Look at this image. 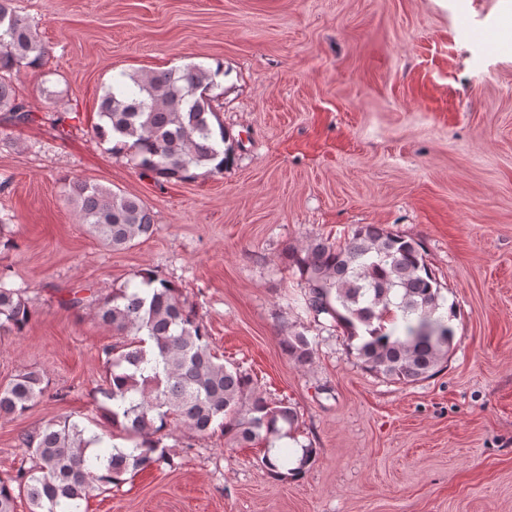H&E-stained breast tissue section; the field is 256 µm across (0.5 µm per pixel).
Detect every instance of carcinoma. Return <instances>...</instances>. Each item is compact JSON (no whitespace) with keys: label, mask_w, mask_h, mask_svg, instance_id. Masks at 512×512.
I'll list each match as a JSON object with an SVG mask.
<instances>
[{"label":"carcinoma","mask_w":512,"mask_h":512,"mask_svg":"<svg viewBox=\"0 0 512 512\" xmlns=\"http://www.w3.org/2000/svg\"><path fill=\"white\" fill-rule=\"evenodd\" d=\"M47 55L36 27L13 10L12 0H0V111L17 122L34 116L17 102L7 75L40 68ZM217 87L211 69L199 65L121 73L100 96L101 123L94 133L102 141L108 131L121 139L112 153L129 156L157 179L221 173L233 147L212 106ZM67 194L79 222L114 250L154 233L153 213L137 196L89 181L68 184ZM287 260L304 284L305 308L345 329L365 370L407 385L433 376L448 360L455 310L445 306L419 242L379 224H361L342 243L320 237L290 247ZM5 278L1 273L0 335L18 334L31 318L27 289L11 287ZM97 317L122 340L103 349L106 376L96 410L128 445L69 416L25 431L19 445L32 465L0 479V512H17L21 496L29 512H86L83 503L93 491L110 490L148 468H173L164 439L178 426L200 436L219 428L237 447L265 445L261 463L281 481L300 477L314 461L316 450L304 446L293 468V451L274 448L294 438L296 408L269 402L248 373L221 362L208 328L171 281L142 269L112 291ZM283 347L296 366L313 365L316 343L304 333H289ZM47 390L42 372L19 371L0 385V416L25 415Z\"/></svg>","instance_id":"1"}]
</instances>
